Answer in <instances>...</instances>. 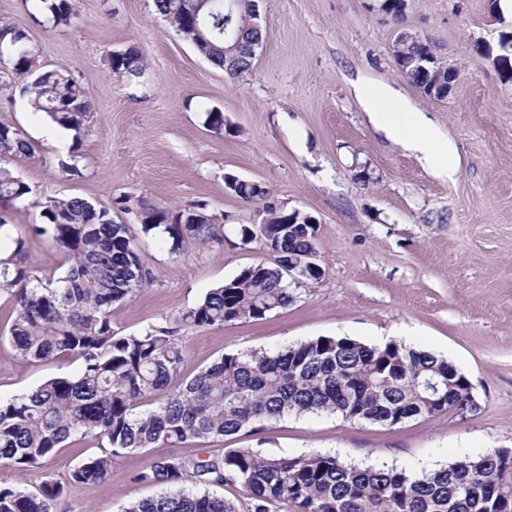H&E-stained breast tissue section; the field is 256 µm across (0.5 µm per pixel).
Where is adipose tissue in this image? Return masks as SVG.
Instances as JSON below:
<instances>
[{"mask_svg":"<svg viewBox=\"0 0 512 512\" xmlns=\"http://www.w3.org/2000/svg\"><path fill=\"white\" fill-rule=\"evenodd\" d=\"M355 93L375 125L388 130L395 140L411 145L440 175H455L457 167L447 142L436 136L418 112L397 98L392 88L362 83L356 86Z\"/></svg>","mask_w":512,"mask_h":512,"instance_id":"ef3b65f1","label":"adipose tissue"}]
</instances>
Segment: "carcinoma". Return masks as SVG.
<instances>
[{
    "instance_id": "obj_1",
    "label": "carcinoma",
    "mask_w": 512,
    "mask_h": 512,
    "mask_svg": "<svg viewBox=\"0 0 512 512\" xmlns=\"http://www.w3.org/2000/svg\"><path fill=\"white\" fill-rule=\"evenodd\" d=\"M51 29L70 24L75 0H33ZM158 14L229 78L252 69L262 42L253 24L257 0H238L224 18V0H211L204 29L190 26L196 0H154ZM233 32L237 58L224 64V29ZM0 78L20 80V96L35 113L78 130L90 112V96L75 79L40 65L38 51L12 27H0ZM447 81L448 66L422 41L400 44L394 57L406 78L434 99L438 95L410 75L412 54ZM115 73L140 79L146 66L130 47L109 58ZM32 152L21 132L0 124V209L28 201L31 188L5 167ZM245 201H264L273 226L268 249L276 263H260L210 289L179 314L184 326L222 327L259 320L294 301L296 281L283 276V261L316 252L314 227L290 224L291 213L273 204L268 192L246 185ZM52 241L64 255L62 275H39L25 262V241L0 258V298L12 306L9 342L28 362L74 357L80 372L56 376L36 389L0 398V466L42 468L67 443L84 441L97 451L69 473V482H103L112 465L134 450L170 447L187 440H224L243 431H264L289 414H330L348 421L387 426L472 405L473 387L448 359L391 341L372 346L348 337L319 336L271 350L225 354L193 378H179L181 340L166 329L122 334L112 329V305L132 298L146 272L142 245L127 224L112 222L111 210L82 197L33 201ZM188 210L147 206L141 231L179 251L185 240L206 244L217 237L213 224H190ZM163 486L158 495L129 503L123 512H238L235 501L215 497V486L240 488L247 512H512V448H478L432 470L416 472L386 462L359 464L336 452L266 455L254 448H226L217 458L157 456L138 474ZM64 486L52 479L29 494L0 486V512H57Z\"/></svg>"
}]
</instances>
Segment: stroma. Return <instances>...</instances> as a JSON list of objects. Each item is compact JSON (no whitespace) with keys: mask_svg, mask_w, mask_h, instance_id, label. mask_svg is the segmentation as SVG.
<instances>
[{"mask_svg":"<svg viewBox=\"0 0 512 512\" xmlns=\"http://www.w3.org/2000/svg\"><path fill=\"white\" fill-rule=\"evenodd\" d=\"M373 2L261 0L262 44L251 71L231 80L176 35L153 0H77L69 26L56 30L35 21L30 0H0V24L24 32L41 65L73 77L93 103L61 147L41 134L15 85L0 80V124L34 147L9 168L33 197L85 198L136 232L145 205L199 206L220 227L218 239L175 253L143 238L147 281L113 306V329L175 330L186 349L180 376L189 379L225 354L319 336L381 346L409 328L413 347L467 375L480 405L464 418L448 413L394 427L291 414L263 432L187 441L166 448L167 456L217 457L228 448L339 452L358 463L429 470L473 448H512V81L497 62L512 16L501 0H407L395 20ZM403 31L457 69L445 99L426 97L403 74L393 55ZM131 46L146 59L137 81L109 65L111 54ZM358 82L390 84L424 113L455 152V179L436 175L375 128L354 95ZM213 109L224 114L222 129L207 122ZM228 172L318 221L322 276L263 319L183 326L179 313L210 288L273 261L260 241L242 242V229L254 228L264 212L261 201L226 190ZM0 218L24 239L32 270L63 273L64 256L50 236L32 231L43 222L39 208ZM80 369L74 359L20 360L0 341V397ZM94 450L78 442L37 471L0 467V484L34 494L44 477L64 483L57 512H121L160 493L137 478L157 456L154 448L118 458L99 484L69 483L70 470Z\"/></svg>","mask_w":512,"mask_h":512,"instance_id":"stroma-1","label":"stroma"}]
</instances>
